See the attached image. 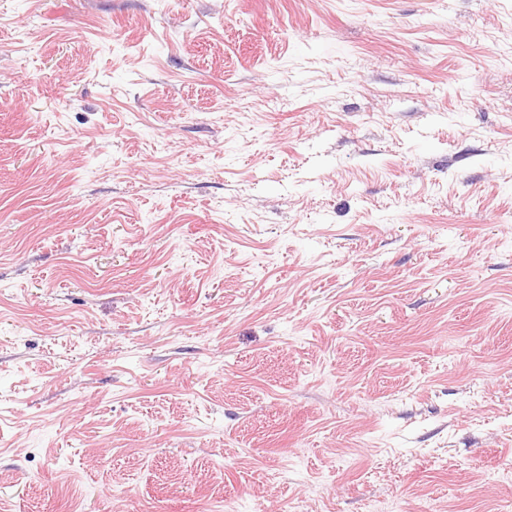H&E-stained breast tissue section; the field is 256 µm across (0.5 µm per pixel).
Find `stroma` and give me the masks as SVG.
<instances>
[{
	"label": "stroma",
	"instance_id": "35a3bbf8",
	"mask_svg": "<svg viewBox=\"0 0 512 512\" xmlns=\"http://www.w3.org/2000/svg\"><path fill=\"white\" fill-rule=\"evenodd\" d=\"M0 512H512V0H0Z\"/></svg>",
	"mask_w": 512,
	"mask_h": 512
}]
</instances>
